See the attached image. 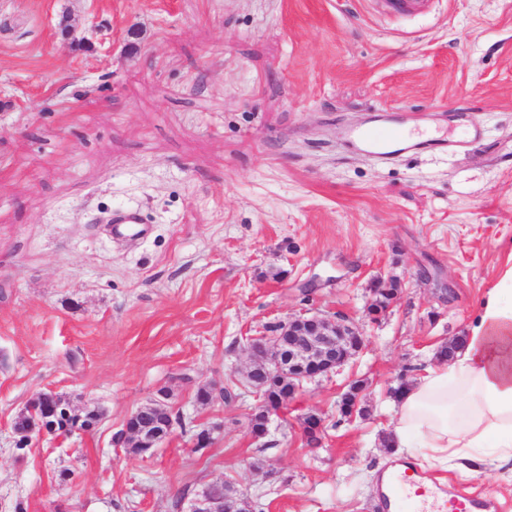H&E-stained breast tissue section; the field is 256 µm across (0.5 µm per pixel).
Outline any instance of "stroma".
Wrapping results in <instances>:
<instances>
[{"label":"stroma","instance_id":"1","mask_svg":"<svg viewBox=\"0 0 512 512\" xmlns=\"http://www.w3.org/2000/svg\"><path fill=\"white\" fill-rule=\"evenodd\" d=\"M62 14L102 42L66 45ZM404 125L454 147L381 162L344 140ZM116 209L148 237L113 240ZM511 264L512 0H0V512H179L223 480L255 512H379L391 388L466 335ZM378 276L403 294L375 321ZM305 311L346 316L366 347L253 439L248 340ZM202 386L234 397L201 404ZM160 389L183 427L150 458L112 445ZM47 390L99 424L17 449ZM408 458L512 512V468Z\"/></svg>","mask_w":512,"mask_h":512}]
</instances>
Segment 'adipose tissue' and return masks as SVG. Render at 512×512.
Wrapping results in <instances>:
<instances>
[{"label":"adipose tissue","mask_w":512,"mask_h":512,"mask_svg":"<svg viewBox=\"0 0 512 512\" xmlns=\"http://www.w3.org/2000/svg\"><path fill=\"white\" fill-rule=\"evenodd\" d=\"M389 445L425 449L440 464L512 462V266L483 297L465 348L398 398Z\"/></svg>","instance_id":"adipose-tissue-1"}]
</instances>
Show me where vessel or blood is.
Wrapping results in <instances>:
<instances>
[{
  "label": "vessel or blood",
  "mask_w": 512,
  "mask_h": 512,
  "mask_svg": "<svg viewBox=\"0 0 512 512\" xmlns=\"http://www.w3.org/2000/svg\"><path fill=\"white\" fill-rule=\"evenodd\" d=\"M108 222L116 237L142 238L148 233L145 220L132 209L112 213ZM385 486L386 512H486L488 508L475 497L444 495L438 486L419 479L410 465L389 472Z\"/></svg>",
  "instance_id": "1"
}]
</instances>
